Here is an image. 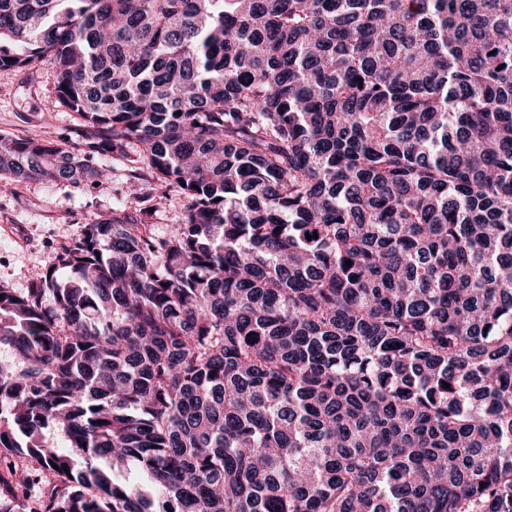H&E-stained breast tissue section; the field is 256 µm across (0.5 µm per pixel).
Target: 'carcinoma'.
<instances>
[{
    "instance_id": "carcinoma-1",
    "label": "carcinoma",
    "mask_w": 512,
    "mask_h": 512,
    "mask_svg": "<svg viewBox=\"0 0 512 512\" xmlns=\"http://www.w3.org/2000/svg\"><path fill=\"white\" fill-rule=\"evenodd\" d=\"M45 64L0 179L182 208L0 284V512H512V0H0ZM36 75L28 84L22 73L0 74V135L21 138L46 131L69 138L77 122L58 106L53 69L45 66Z\"/></svg>"
}]
</instances>
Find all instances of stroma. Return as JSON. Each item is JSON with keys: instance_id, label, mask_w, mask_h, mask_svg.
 Returning a JSON list of instances; mask_svg holds the SVG:
<instances>
[{"instance_id": "stroma-1", "label": "stroma", "mask_w": 512, "mask_h": 512, "mask_svg": "<svg viewBox=\"0 0 512 512\" xmlns=\"http://www.w3.org/2000/svg\"><path fill=\"white\" fill-rule=\"evenodd\" d=\"M54 82L49 67L32 83L20 73L0 74V135L23 137L46 131L59 139L69 137L76 122L71 113L59 107ZM106 166L109 174L105 182L93 188L67 181L0 184L1 283L15 292H25L52 264L80 224L133 204L136 199L130 195L131 184L140 188L138 200L153 206L156 233L176 223L181 202L175 193H164L154 181L135 175L124 159H108Z\"/></svg>"}]
</instances>
